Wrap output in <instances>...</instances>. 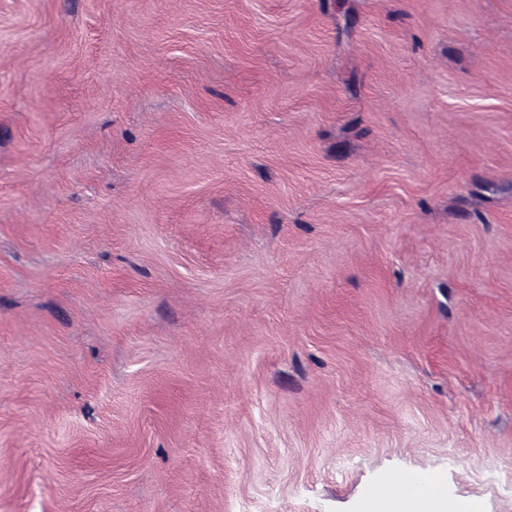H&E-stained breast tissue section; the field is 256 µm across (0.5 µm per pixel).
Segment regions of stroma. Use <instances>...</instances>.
I'll return each mask as SVG.
<instances>
[{"mask_svg":"<svg viewBox=\"0 0 512 512\" xmlns=\"http://www.w3.org/2000/svg\"><path fill=\"white\" fill-rule=\"evenodd\" d=\"M512 512V0H0V512ZM436 501L426 493L415 498L394 494L375 497L370 503L371 512H435Z\"/></svg>","mask_w":512,"mask_h":512,"instance_id":"35a3bbf8","label":"stroma"}]
</instances>
